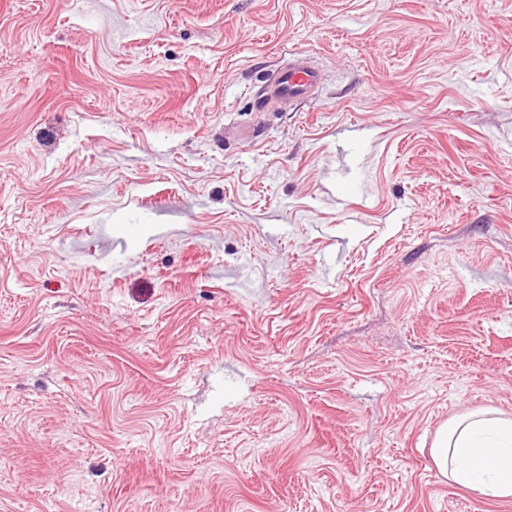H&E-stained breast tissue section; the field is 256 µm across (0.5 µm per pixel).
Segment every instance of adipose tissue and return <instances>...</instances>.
Returning <instances> with one entry per match:
<instances>
[{
	"label": "adipose tissue",
	"mask_w": 512,
	"mask_h": 512,
	"mask_svg": "<svg viewBox=\"0 0 512 512\" xmlns=\"http://www.w3.org/2000/svg\"><path fill=\"white\" fill-rule=\"evenodd\" d=\"M429 456L453 486L488 498H512V418L485 409L450 419Z\"/></svg>",
	"instance_id": "ef3b65f1"
}]
</instances>
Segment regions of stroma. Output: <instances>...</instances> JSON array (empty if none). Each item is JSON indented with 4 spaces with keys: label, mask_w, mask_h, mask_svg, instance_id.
Returning <instances> with one entry per match:
<instances>
[{
    "label": "stroma",
    "mask_w": 512,
    "mask_h": 512,
    "mask_svg": "<svg viewBox=\"0 0 512 512\" xmlns=\"http://www.w3.org/2000/svg\"><path fill=\"white\" fill-rule=\"evenodd\" d=\"M484 408L512 0H0V512H512ZM317 83L316 72L305 64L302 57L295 56L293 64L278 73L270 85L269 94L272 98L289 102L310 95ZM429 456L453 486L512 498V418L485 409L445 422Z\"/></svg>",
    "instance_id": "stroma-1"
}]
</instances>
